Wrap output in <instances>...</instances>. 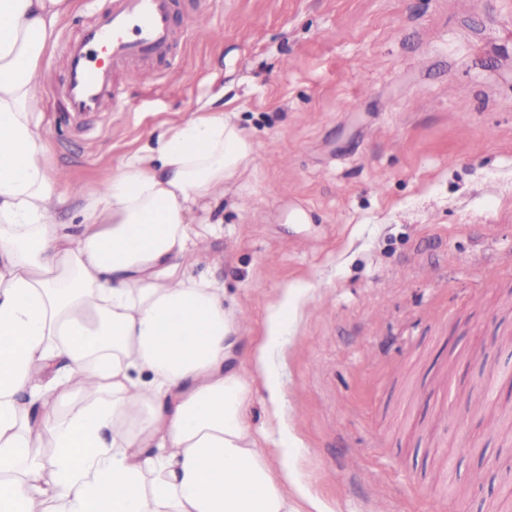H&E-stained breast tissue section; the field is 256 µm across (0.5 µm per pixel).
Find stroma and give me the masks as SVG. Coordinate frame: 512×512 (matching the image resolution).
Masks as SVG:
<instances>
[{
	"mask_svg": "<svg viewBox=\"0 0 512 512\" xmlns=\"http://www.w3.org/2000/svg\"><path fill=\"white\" fill-rule=\"evenodd\" d=\"M176 4L204 24L167 79L122 70L111 116L68 121L64 44L111 6L77 0L41 68L50 167L94 190L220 99L256 155L190 272L244 314L259 447L287 442L323 512H512L470 481L512 468V0Z\"/></svg>",
	"mask_w": 512,
	"mask_h": 512,
	"instance_id": "1",
	"label": "stroma"
}]
</instances>
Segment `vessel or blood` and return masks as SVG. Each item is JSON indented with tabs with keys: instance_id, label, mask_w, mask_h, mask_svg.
I'll return each mask as SVG.
<instances>
[{
	"instance_id": "vessel-or-blood-1",
	"label": "vessel or blood",
	"mask_w": 512,
	"mask_h": 512,
	"mask_svg": "<svg viewBox=\"0 0 512 512\" xmlns=\"http://www.w3.org/2000/svg\"><path fill=\"white\" fill-rule=\"evenodd\" d=\"M175 0H112V7L83 27L67 47V75L61 95L75 118L111 113L117 100L115 76L139 65L144 84L159 81L152 63L195 37V27L176 29Z\"/></svg>"
}]
</instances>
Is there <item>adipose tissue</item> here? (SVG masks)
Masks as SVG:
<instances>
[{"label": "adipose tissue", "mask_w": 512, "mask_h": 512, "mask_svg": "<svg viewBox=\"0 0 512 512\" xmlns=\"http://www.w3.org/2000/svg\"><path fill=\"white\" fill-rule=\"evenodd\" d=\"M75 7L0 0V512H321L250 430L240 311L187 269L252 138L209 101L95 192L52 170L40 67Z\"/></svg>", "instance_id": "obj_1"}]
</instances>
